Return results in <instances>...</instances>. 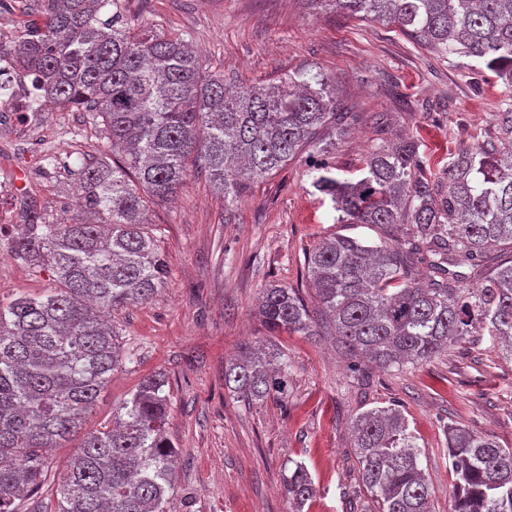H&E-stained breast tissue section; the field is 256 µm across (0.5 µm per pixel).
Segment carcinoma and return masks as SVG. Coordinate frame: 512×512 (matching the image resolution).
I'll list each match as a JSON object with an SVG mask.
<instances>
[{
  "mask_svg": "<svg viewBox=\"0 0 512 512\" xmlns=\"http://www.w3.org/2000/svg\"><path fill=\"white\" fill-rule=\"evenodd\" d=\"M9 51L34 72L49 102L94 113L118 160L79 167L75 203L49 219L27 203L8 242L16 258L51 273L56 287L0 300V512L42 485L43 450L82 428L112 373L128 355L106 314L149 302L167 261L148 231V203L174 197L188 171L205 173L235 203L259 178L307 153L313 187L330 198L338 224L382 234L369 245L337 234L305 254L308 306L293 288L263 289L258 316L272 332L330 336L370 367L423 364L474 334L512 357V104L498 113L497 143L458 152L429 175L414 138H379L359 178L342 179L324 160L361 115L316 74L229 91L206 73L185 39L132 32L118 0H30ZM399 29L431 53L472 58L512 86V0H302ZM427 281L416 282L419 266ZM287 355L242 348L224 366V385L247 404L287 396ZM168 379L142 378L112 415L87 434L56 488V512H167L175 444L167 434ZM361 483L378 512H432L422 450L396 404L353 420ZM454 474L451 512H512V448L445 425ZM301 510L316 493L294 461L281 474Z\"/></svg>",
  "mask_w": 512,
  "mask_h": 512,
  "instance_id": "carcinoma-1",
  "label": "carcinoma"
}]
</instances>
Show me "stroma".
Here are the masks:
<instances>
[{
  "label": "stroma",
  "mask_w": 512,
  "mask_h": 512,
  "mask_svg": "<svg viewBox=\"0 0 512 512\" xmlns=\"http://www.w3.org/2000/svg\"><path fill=\"white\" fill-rule=\"evenodd\" d=\"M134 29L184 34L205 69L225 85L308 70L333 81L362 119L333 153L337 174L359 175L378 133L370 113L389 116L387 135L420 139L431 171L460 147L495 140L496 114L512 89L478 61L438 58L397 28L338 12L309 16L301 0H121ZM87 112H45L25 137L0 133V173L36 168L28 186L49 214L73 202L81 162L111 155ZM300 157L225 206L204 175L191 174L147 219L168 261L163 288L148 304L113 311L112 325L132 362L112 374L83 429L112 414L148 374L166 373L167 431L176 445L168 512H291L281 484L288 461L304 463L318 493L305 512H376L364 489L350 422L375 407L399 404L423 451L433 512H450L453 473L444 427L457 424L512 447V360L487 336H469L423 365L352 371L323 337L282 334L288 396L246 404L224 386V363L265 330L255 308L262 288L282 285L312 301L304 255L331 234L371 242L377 230L346 227L312 185ZM48 273L14 257L0 262V298L39 295ZM79 437L48 451V478L21 512H51L55 487Z\"/></svg>",
  "instance_id": "35a3bbf8"
}]
</instances>
